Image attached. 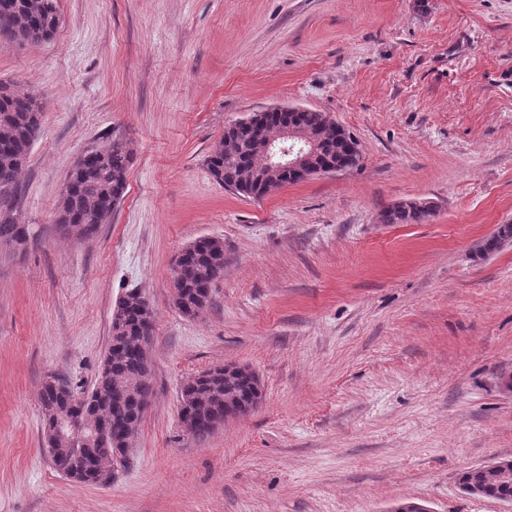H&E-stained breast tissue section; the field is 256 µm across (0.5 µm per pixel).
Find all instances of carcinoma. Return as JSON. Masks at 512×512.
<instances>
[{
    "label": "carcinoma",
    "instance_id": "1",
    "mask_svg": "<svg viewBox=\"0 0 512 512\" xmlns=\"http://www.w3.org/2000/svg\"><path fill=\"white\" fill-rule=\"evenodd\" d=\"M58 0H0V38L14 44L40 43L50 39L59 24ZM43 104L35 95H20L0 83V246L21 249L32 238L30 225L20 221L19 176L27 156L41 131ZM283 118L276 112L255 114L250 125H231L224 130L218 146L207 157L212 176L225 187L240 194L261 199L268 192L255 185L261 168L257 141L277 133ZM288 123L316 141V151L309 160L310 171L327 164L343 169L358 165L360 155H351L340 138V127L320 112L288 114ZM135 148L122 132L112 130V138L103 147L93 149L86 164L71 174L70 186L62 189L57 206V224L67 235L83 238L96 235L124 198L127 177L134 161ZM432 209L417 202L399 203L380 213L383 224H425ZM512 238V224H501L483 242L481 252L490 255ZM224 275V241L201 238L185 249L173 269L174 305L188 319L203 317L212 285ZM120 308L122 340L109 346L103 363L87 394L94 403L84 412L72 400L70 385L58 379L42 383L38 393L44 413L43 440H55L54 468L79 473L76 481L98 484L80 475L81 458L96 455L97 469L112 474L124 460L112 453V441L132 443L139 430L143 413L139 406L150 400L153 376L147 356L153 311L146 308L143 297L128 291L117 302ZM262 397L259 379L247 367L226 364L207 378L188 385L181 394L180 416L184 425L199 442L228 419L254 409ZM81 427L74 438L55 439V428L66 417ZM487 497L512 501V480L489 486Z\"/></svg>",
    "mask_w": 512,
    "mask_h": 512
}]
</instances>
